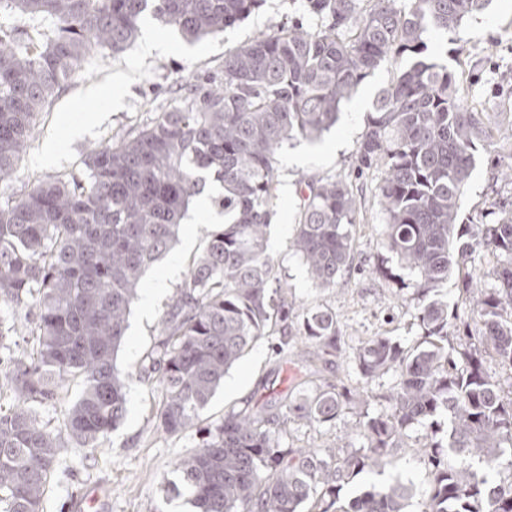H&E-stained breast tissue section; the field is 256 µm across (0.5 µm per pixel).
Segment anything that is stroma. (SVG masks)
<instances>
[{"label":"stroma","instance_id":"35a3bbf8","mask_svg":"<svg viewBox=\"0 0 512 512\" xmlns=\"http://www.w3.org/2000/svg\"><path fill=\"white\" fill-rule=\"evenodd\" d=\"M306 0H263L261 6L224 32L196 43L186 42L171 26L149 20L159 43L144 54L141 43L125 52L98 51L83 71L46 108L31 149L6 188L21 194L35 178L65 175L81 166L85 154L107 135L142 126L155 113L167 112L182 102L181 86L192 77L220 74L225 54L263 33L277 31L305 15ZM427 56L447 63L457 72L468 101L493 113L496 122L512 125V0H491L487 10L467 18L448 36L429 35ZM132 75L131 83L115 85L112 77ZM394 74L383 64L347 102L336 126L317 144L298 140L278 154L276 214L270 228V250L275 275L296 299V311L326 308L336 319L350 351L375 336H389L411 348L421 343L423 330L415 317V273L402 268L383 246L384 215L377 201L381 171L358 161L357 149L367 115L378 90ZM52 147L51 162H43L45 147ZM512 158L491 149H479L459 211L463 224H493L500 218V199L512 196V187L497 179L511 168ZM342 178L352 184L360 202L352 230V267L333 288L312 287L307 270L291 244L304 181ZM221 217L215 206H191L182 220L174 249L155 263L142 281L151 288L167 278L168 290L149 312L133 304L125 342L118 354L127 391L126 415L95 449L71 448L55 472L44 502V512H77L76 502L91 495L105 501L103 512H171L176 496L168 484L176 480V462L202 442L199 430L167 435L154 415L158 394L145 377L147 355L160 339L159 322L185 280L190 259L206 246L208 234ZM274 337L259 339L228 372L202 416L203 427L219 423L225 413L246 405H279L294 386L311 379L338 383L347 373L341 360L319 364L309 372L298 364L279 362ZM391 378L365 385L358 403L335 425L294 426L293 446L334 447L353 440L363 412L387 411ZM400 478L413 486L409 512H421L431 469L420 448L397 449L393 463L382 473L362 475L358 483L382 485Z\"/></svg>","mask_w":512,"mask_h":512}]
</instances>
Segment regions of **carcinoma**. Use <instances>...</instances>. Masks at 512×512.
Listing matches in <instances>:
<instances>
[{
    "label": "carcinoma",
    "mask_w": 512,
    "mask_h": 512,
    "mask_svg": "<svg viewBox=\"0 0 512 512\" xmlns=\"http://www.w3.org/2000/svg\"><path fill=\"white\" fill-rule=\"evenodd\" d=\"M262 0H0V16L49 19L52 37L0 24V184L15 175L51 99L96 50L123 52L151 16L189 40L220 33ZM491 0H307L321 21L262 34L224 57L222 77L195 78L184 106L113 135L83 159L84 169L46 176L0 202V305L27 308L32 320L0 317V512H43L51 474L65 448L95 449L126 414L117 367L126 317L146 270L172 247L177 227L207 179L224 212L206 249L160 322L148 372H161L160 426L178 434L199 426L226 372L259 337L280 325L277 353L307 366L346 358L336 315L304 311L294 351L292 294L275 283L267 234L275 215L279 151L319 140L340 107L383 63H399L367 117L362 164L383 168L378 201L383 244L418 277L417 315L427 347L376 336L352 362L364 383L389 373L387 414H364L358 448L282 445L295 423L325 425L349 412L358 392L344 384L309 386L278 407L230 411L176 464L198 512H406L412 487L399 481L342 490L364 472H381L417 433L432 466L424 512H512V400L486 371V354L512 372V209L494 224L459 223L460 200L477 144L512 154L490 113L464 104L448 65L424 55V37L448 33ZM292 246L316 288H333L350 268L358 205L343 179L301 189ZM477 248L500 257L459 281L468 308L451 329L440 288ZM31 337L16 353L10 336ZM79 393L56 424L38 409ZM448 420L440 436L441 420Z\"/></svg>",
    "instance_id": "obj_1"
}]
</instances>
